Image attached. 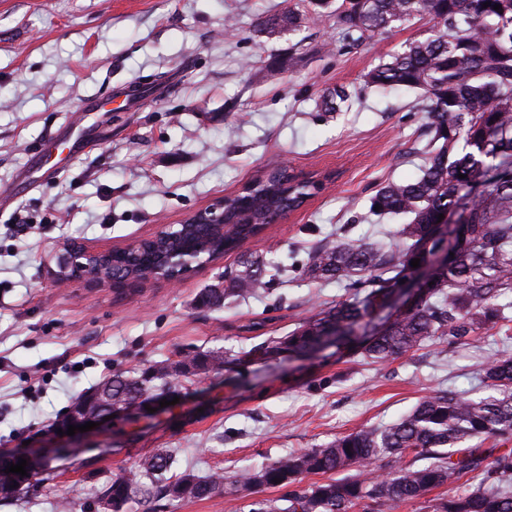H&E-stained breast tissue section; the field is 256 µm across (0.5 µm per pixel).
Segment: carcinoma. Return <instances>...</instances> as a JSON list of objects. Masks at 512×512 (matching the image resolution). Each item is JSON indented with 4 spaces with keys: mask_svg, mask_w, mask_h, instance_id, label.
<instances>
[{
    "mask_svg": "<svg viewBox=\"0 0 512 512\" xmlns=\"http://www.w3.org/2000/svg\"><path fill=\"white\" fill-rule=\"evenodd\" d=\"M315 16L332 10L336 25L351 45L410 18L428 17L441 26L438 34L405 45L367 75L383 91L415 90L428 100V126L433 134L420 174L390 182L372 199L379 212L408 216L397 235L403 246L371 245L360 239H326L313 251L307 274L314 280L345 281L353 293L319 310L288 335L269 337L245 357L270 359L288 354L292 360L328 347L359 348L374 363L407 356L427 343L452 345L474 338L480 330L512 328V0H305ZM488 7H483V4ZM499 10H494V6ZM303 14L290 11L264 27L268 34L296 31ZM349 99L336 89L322 99L327 111H339ZM464 178H459V175ZM271 186L256 189L260 205L252 224H239L226 241L259 232L270 206ZM461 210L459 224L448 225L452 240L448 265L435 269L434 284L381 326L373 316L389 303L411 274V260L441 249L432 236L438 216ZM152 266L143 253L134 266L116 256L113 268L141 272ZM283 266L243 253L235 270L224 275V287L208 288L197 298L214 308L242 294L266 288L281 276ZM234 359L221 351L169 362L142 371H114L77 402L93 401L91 409L131 404L178 390V377L189 381L219 375ZM488 391L474 399L455 391L423 398L400 419L365 427L311 448L275 459L258 470L227 480L222 472L199 477L183 473L163 484L170 458L158 452L134 468L111 477L103 491L112 512L127 504L144 505L160 495L204 500L229 489L281 488L277 499L258 498L250 512H393L396 504L425 498L433 490L462 479L476 486L455 493L434 512H512V351L504 350L484 367ZM414 454L415 460L406 457ZM426 464L418 465L416 461ZM381 463L382 473L368 478L364 468ZM0 463V484L15 488L6 499L32 487ZM356 472H351V468ZM342 477L334 478L332 474ZM309 475L327 480L303 484ZM280 482H274V479Z\"/></svg>",
    "mask_w": 512,
    "mask_h": 512,
    "instance_id": "cac0c4a2",
    "label": "carcinoma"
}]
</instances>
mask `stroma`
Segmentation results:
<instances>
[{"instance_id":"35a3bbf8","label":"stroma","mask_w":512,"mask_h":512,"mask_svg":"<svg viewBox=\"0 0 512 512\" xmlns=\"http://www.w3.org/2000/svg\"><path fill=\"white\" fill-rule=\"evenodd\" d=\"M301 0H0V457L46 455L50 478L0 512H107L115 473L159 451L171 471L234 477L407 414L441 390L471 394L501 345L495 332L426 345L386 364L324 352L251 359L182 390L175 405L64 434L66 412L112 371H138L216 348L241 355L288 335L343 284L310 279L313 247L336 233L395 240L399 219L371 200L423 162L426 107L414 91L379 94L367 73L431 36L416 17L352 46L333 13L296 32L259 33ZM278 58L288 68L275 67ZM348 102L327 112L324 94ZM96 111H85L87 102ZM78 151H71L73 139ZM45 172L30 178L36 162ZM287 167L326 180L246 251L282 261L270 287L195 307L234 269L229 253L180 282L117 293L51 275L65 243L121 247L184 223ZM250 492L155 502L152 512H250Z\"/></svg>"}]
</instances>
